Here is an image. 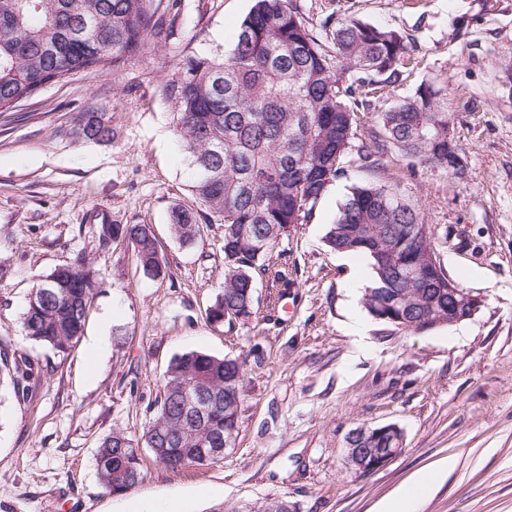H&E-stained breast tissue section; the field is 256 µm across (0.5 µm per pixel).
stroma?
<instances>
[{
    "mask_svg": "<svg viewBox=\"0 0 512 512\" xmlns=\"http://www.w3.org/2000/svg\"><path fill=\"white\" fill-rule=\"evenodd\" d=\"M296 2L314 28L349 12L413 36L419 63L392 98L425 80L445 87L465 176L395 151L378 174L347 168L267 256L287 287L256 275L253 317L216 326L206 309L224 287V223L202 218L191 247L171 233L173 206L201 205L162 84L186 56L224 55L253 0H177L165 48L114 75L78 72L0 112V350L42 367L23 398L0 383V512H259L278 498L297 512H380L425 471L436 479L418 512H512V0ZM82 112L111 115L114 139L76 136ZM371 180L418 199L438 261L483 297L470 320L409 332L367 313L368 262L324 236L349 187ZM96 212L152 225L160 275H145L124 242L102 245ZM79 257L102 286L77 345L57 353L26 336L22 314L45 276ZM190 350L243 364L235 447L180 470L143 452L142 481L109 493L96 448L116 429L142 437L168 362ZM388 424L403 432L401 454L354 472L349 435Z\"/></svg>",
    "mask_w": 512,
    "mask_h": 512,
    "instance_id": "stroma-1",
    "label": "stroma"
}]
</instances>
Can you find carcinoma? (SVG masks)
<instances>
[{"instance_id": "obj_1", "label": "carcinoma", "mask_w": 512, "mask_h": 512, "mask_svg": "<svg viewBox=\"0 0 512 512\" xmlns=\"http://www.w3.org/2000/svg\"><path fill=\"white\" fill-rule=\"evenodd\" d=\"M168 0H0V112L15 108L73 73L117 72L126 61L169 41ZM413 38L346 14L321 37L293 0H255L221 57L189 56L162 85L186 156L192 192L224 218V288L207 319L253 314L254 274L288 227L303 223L327 187L355 166L383 169L396 150L434 170L448 171L452 115L443 88L421 83L413 96L377 113V127L358 132L360 109L387 97L412 61ZM77 130L94 142L115 136L112 117L82 112ZM171 232L194 245L202 225L180 206ZM121 238L144 273L162 265L148 224L100 226L103 245ZM340 253L363 255L372 280L363 304L395 329L448 324V277L431 244L418 202L396 185L367 182L350 188L325 234ZM99 282L85 258L55 268L31 294L23 314L26 335L64 353L83 335ZM40 365L0 355V376L24 396ZM241 364L200 351L175 356L163 375L144 447L171 469L216 460L213 449L237 437ZM186 389L208 398L204 413L184 404ZM102 486L122 494L142 479L139 447L115 430L95 451Z\"/></svg>"}]
</instances>
